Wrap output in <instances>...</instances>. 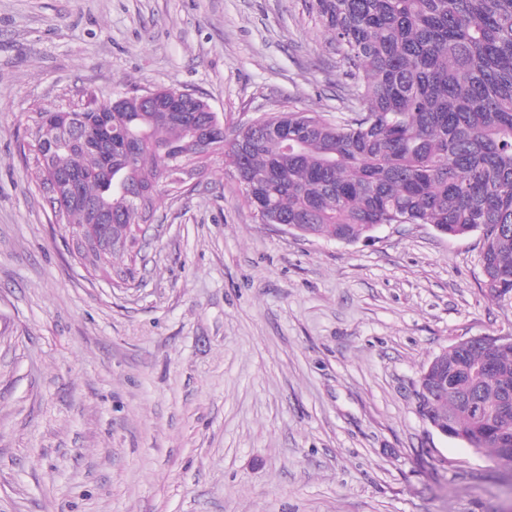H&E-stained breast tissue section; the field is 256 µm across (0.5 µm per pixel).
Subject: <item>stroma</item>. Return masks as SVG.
I'll list each match as a JSON object with an SVG mask.
<instances>
[{
  "label": "stroma",
  "mask_w": 512,
  "mask_h": 512,
  "mask_svg": "<svg viewBox=\"0 0 512 512\" xmlns=\"http://www.w3.org/2000/svg\"><path fill=\"white\" fill-rule=\"evenodd\" d=\"M175 87L233 131L343 116L309 0H0V512H512V465L426 422L420 373L512 336L481 235L263 224L221 157L113 287L30 186L36 107Z\"/></svg>",
  "instance_id": "35a3bbf8"
}]
</instances>
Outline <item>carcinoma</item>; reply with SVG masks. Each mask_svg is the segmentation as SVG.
I'll return each instance as SVG.
<instances>
[{"label":"carcinoma","instance_id":"obj_1","mask_svg":"<svg viewBox=\"0 0 512 512\" xmlns=\"http://www.w3.org/2000/svg\"><path fill=\"white\" fill-rule=\"evenodd\" d=\"M349 79L345 118L288 110L260 115L234 137L200 148L217 113L171 112L169 88L144 112L111 97L93 112L77 101L79 131L50 146L64 115H29L20 153L45 194L59 174L79 193L57 224L80 241L93 270L114 257L117 288L135 281L142 225L153 216L173 166L192 169L214 154L243 187L258 220L271 216L301 236L344 243L377 224H430L442 235L480 232L488 293L512 295V0H312ZM288 119V141L271 126ZM492 359L495 372L474 367ZM448 392L434 395V423L467 447L512 463V345L454 347L442 357ZM477 402L479 418L468 405Z\"/></svg>","mask_w":512,"mask_h":512}]
</instances>
